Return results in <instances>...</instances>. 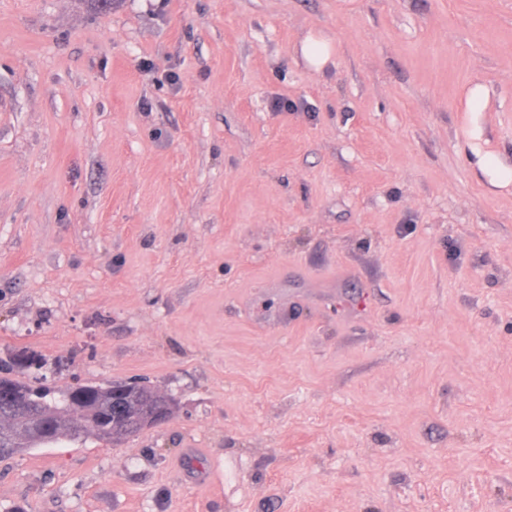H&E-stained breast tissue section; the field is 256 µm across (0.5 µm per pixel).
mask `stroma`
Masks as SVG:
<instances>
[{"mask_svg": "<svg viewBox=\"0 0 512 512\" xmlns=\"http://www.w3.org/2000/svg\"><path fill=\"white\" fill-rule=\"evenodd\" d=\"M475 81L512 161V0H0V359L172 400L0 458V512H512ZM334 46L329 39L309 36L301 44L300 53L308 66L320 71L331 60ZM489 95L488 87L481 83H475L467 88L465 112H470L471 116L464 131V145L476 175L493 189L508 190L512 187V164L504 162L484 148L487 140L477 115L485 108Z\"/></svg>", "mask_w": 512, "mask_h": 512, "instance_id": "stroma-1", "label": "stroma"}]
</instances>
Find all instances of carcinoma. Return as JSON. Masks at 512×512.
Returning <instances> with one entry per match:
<instances>
[{
  "instance_id": "1",
  "label": "carcinoma",
  "mask_w": 512,
  "mask_h": 512,
  "mask_svg": "<svg viewBox=\"0 0 512 512\" xmlns=\"http://www.w3.org/2000/svg\"><path fill=\"white\" fill-rule=\"evenodd\" d=\"M10 384L25 400L27 412H17L11 402L0 399V457L63 440L93 436L104 441L109 418L116 428L171 408L167 394L136 382L114 380L90 397L74 396L70 390L56 394L24 379L14 378Z\"/></svg>"
}]
</instances>
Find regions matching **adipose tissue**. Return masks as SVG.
Wrapping results in <instances>:
<instances>
[{"label":"adipose tissue","mask_w":512,"mask_h":512,"mask_svg":"<svg viewBox=\"0 0 512 512\" xmlns=\"http://www.w3.org/2000/svg\"><path fill=\"white\" fill-rule=\"evenodd\" d=\"M490 91L481 83L473 84L465 92L466 110L470 114L464 131L466 155L476 175L497 190L512 188V164L504 162L496 154L486 150L484 129L478 114L485 108Z\"/></svg>","instance_id":"obj_1"}]
</instances>
